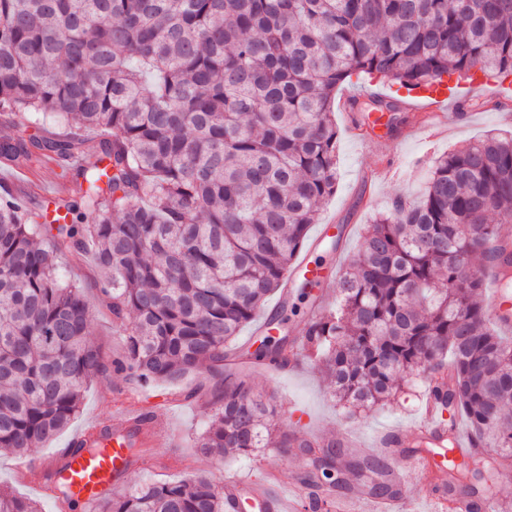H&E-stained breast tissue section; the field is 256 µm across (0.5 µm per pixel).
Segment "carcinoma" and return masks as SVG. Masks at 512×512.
<instances>
[{
  "instance_id": "obj_1",
  "label": "carcinoma",
  "mask_w": 512,
  "mask_h": 512,
  "mask_svg": "<svg viewBox=\"0 0 512 512\" xmlns=\"http://www.w3.org/2000/svg\"><path fill=\"white\" fill-rule=\"evenodd\" d=\"M512 77V0H0V160L50 152L78 201L52 221L0 195V448L25 452L64 431L87 383L110 372L176 386L222 376L208 455L269 448L312 455L298 480L394 494L380 456L344 460L340 443L297 442L275 425L273 397L236 365L277 363L288 335L255 351L227 345L281 288L337 189L336 89L364 73L408 90L476 71ZM374 110L404 111L397 97ZM40 114L77 126L38 138L13 120ZM512 136L432 160L420 198L366 225L337 275L336 308L308 323L303 347L336 402H385L419 378L448 434L466 419L475 448L512 467V342L487 326L475 262L512 282ZM102 275L123 359L89 340L82 289L56 255ZM450 492L476 493L495 468L448 462ZM0 512H41L0 486ZM98 512H225L204 473L132 483Z\"/></svg>"
}]
</instances>
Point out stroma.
<instances>
[{"instance_id":"obj_1","label":"stroma","mask_w":512,"mask_h":512,"mask_svg":"<svg viewBox=\"0 0 512 512\" xmlns=\"http://www.w3.org/2000/svg\"><path fill=\"white\" fill-rule=\"evenodd\" d=\"M350 94L348 86L336 92L338 100L334 117L338 129L336 153L339 182L336 193L320 210L317 221L321 224H348L352 232L341 242L339 251L316 244L307 238L305 246L311 258L326 266H335L337 254H351L358 246L360 236L374 215L396 197L415 198L430 175L432 157L448 150L476 142L488 132L512 134V92L497 96L493 88H475L473 95L483 106L471 112L467 121L447 127L437 138L430 137L421 120L423 110L411 105L407 113L406 132L402 137L390 138L386 146L375 144L365 129L351 131L347 126L341 100ZM395 164L396 178L387 180L378 171L384 164ZM29 173L25 188V202L30 210L45 212L48 203L44 196L53 193L59 198L72 196L71 183L61 176L56 157H37L27 164ZM64 279L77 283L83 289L92 309L91 339L100 346L106 359L123 357L125 336L122 327L113 322L112 314L103 300L98 283L101 275L91 264L74 265L70 258L57 259ZM317 289H310L308 298H301L297 289L281 288L272 293L264 306L265 311L292 307L287 330L291 338L303 337L307 328L306 306L312 305ZM251 384L259 392L277 394V426L281 430L297 433L308 439L316 436L349 434L364 448H371L377 435L414 424L425 408L426 400L421 385L406 386L389 404L361 410L353 414L341 413L330 393L319 366L303 360L298 369L279 373L252 364L244 365ZM219 379L204 372L188 376L179 387L158 386L144 389L126 375L114 374L94 379L86 389L81 409L70 426L53 439L30 449L26 455H16L0 449V485L24 497H38L42 512H83L79 504L68 505L50 495H35L21 466L68 448L71 441L93 421H111L114 412L129 403H137L152 410L160 418L163 441L148 449L140 459L133 476L139 482L176 481L194 471L212 475L216 481L224 478L267 483L271 478L279 482L293 480L296 472L306 465L302 451L283 456L265 451L251 456H204L194 446L195 436L208 424L213 412L211 400Z\"/></svg>"}]
</instances>
